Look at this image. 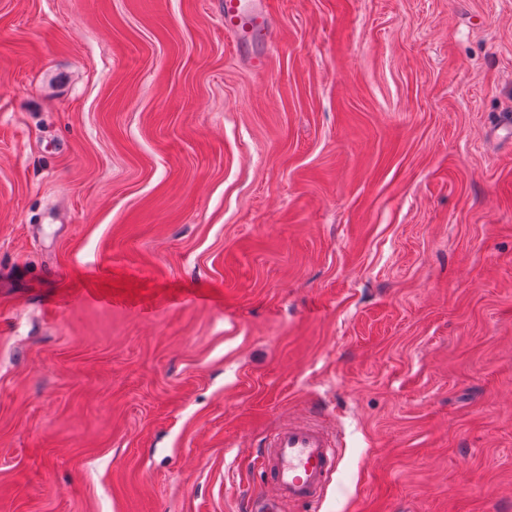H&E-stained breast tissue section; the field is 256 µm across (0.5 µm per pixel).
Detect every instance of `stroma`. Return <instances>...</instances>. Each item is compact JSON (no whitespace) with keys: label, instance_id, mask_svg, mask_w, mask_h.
<instances>
[{"label":"stroma","instance_id":"stroma-1","mask_svg":"<svg viewBox=\"0 0 512 512\" xmlns=\"http://www.w3.org/2000/svg\"><path fill=\"white\" fill-rule=\"evenodd\" d=\"M0 0V512H512V0ZM224 30L234 35L241 55L253 66L262 65L257 49L267 52L272 46L268 0H224ZM259 35V40L244 38ZM337 435L317 420L290 421L266 440L259 457L272 495L251 511L284 512L288 505L319 504L340 464Z\"/></svg>","mask_w":512,"mask_h":512}]
</instances>
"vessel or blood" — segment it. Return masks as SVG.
Returning a JSON list of instances; mask_svg holds the SVG:
<instances>
[{
	"label": "vessel or blood",
	"mask_w": 512,
	"mask_h": 512,
	"mask_svg": "<svg viewBox=\"0 0 512 512\" xmlns=\"http://www.w3.org/2000/svg\"><path fill=\"white\" fill-rule=\"evenodd\" d=\"M223 10L225 32L236 36L248 63L261 65V50L272 46L268 0H224ZM339 464L338 439L323 423L300 420L279 427L266 440L259 458L271 494L254 503L253 512L319 504Z\"/></svg>",
	"instance_id": "b4317fda"
}]
</instances>
